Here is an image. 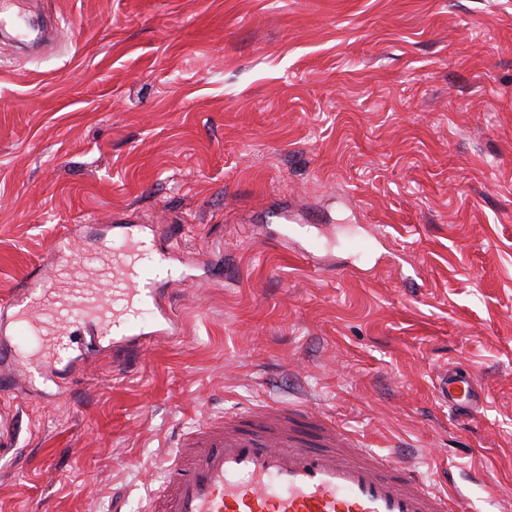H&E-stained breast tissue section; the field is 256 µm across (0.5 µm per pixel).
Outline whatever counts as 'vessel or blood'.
<instances>
[{"label":"vessel or blood","instance_id":"vessel-or-blood-1","mask_svg":"<svg viewBox=\"0 0 512 512\" xmlns=\"http://www.w3.org/2000/svg\"><path fill=\"white\" fill-rule=\"evenodd\" d=\"M156 230L123 234L93 254L63 234L50 268H33L0 302V394L27 382L33 395L94 346L126 369L147 343L180 336L158 271L143 257ZM437 399L471 414L473 377L451 366L435 379ZM162 486L142 512H454L447 492L409 465L380 455L314 409L272 403L246 417H210L184 432Z\"/></svg>","mask_w":512,"mask_h":512}]
</instances>
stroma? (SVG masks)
Masks as SVG:
<instances>
[{
  "label": "stroma",
  "mask_w": 512,
  "mask_h": 512,
  "mask_svg": "<svg viewBox=\"0 0 512 512\" xmlns=\"http://www.w3.org/2000/svg\"><path fill=\"white\" fill-rule=\"evenodd\" d=\"M0 34V299L54 238L158 225L179 341L0 398V512H139L176 436L320 410L512 512V0H26ZM313 224L281 240L277 217ZM451 365L482 401L435 397Z\"/></svg>",
  "instance_id": "1"
}]
</instances>
